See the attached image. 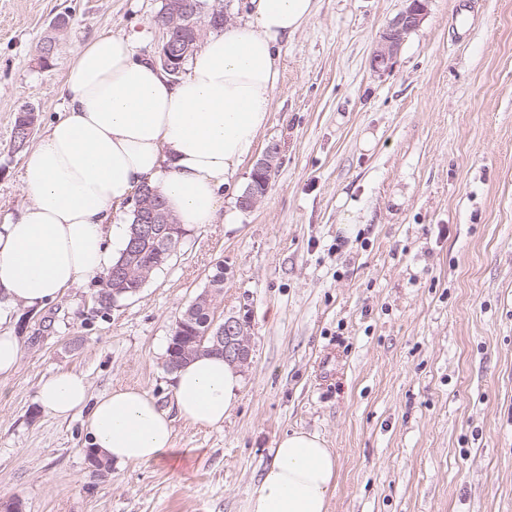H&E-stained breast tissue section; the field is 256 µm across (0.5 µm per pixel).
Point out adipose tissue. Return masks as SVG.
<instances>
[{"label": "adipose tissue", "instance_id": "ef3b65f1", "mask_svg": "<svg viewBox=\"0 0 512 512\" xmlns=\"http://www.w3.org/2000/svg\"><path fill=\"white\" fill-rule=\"evenodd\" d=\"M249 20L215 32L173 79L140 56L142 33L100 35L81 47L64 82L67 102L26 155L29 205L0 218V301L42 308L109 271L126 244L117 208L142 183L182 227L214 223L223 189L269 120L280 47L306 24L315 0H248ZM175 409L127 386L91 396L85 377L60 372L39 387L47 415H85L91 447L111 461L152 464L175 448L174 421L223 427L245 380L222 357L174 370ZM337 459L315 433L279 437L247 499V512H329Z\"/></svg>", "mask_w": 512, "mask_h": 512}]
</instances>
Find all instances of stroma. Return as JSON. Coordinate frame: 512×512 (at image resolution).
<instances>
[{"instance_id":"stroma-1","label":"stroma","mask_w":512,"mask_h":512,"mask_svg":"<svg viewBox=\"0 0 512 512\" xmlns=\"http://www.w3.org/2000/svg\"><path fill=\"white\" fill-rule=\"evenodd\" d=\"M423 3L379 74L369 56L407 0H317L282 45L268 125L216 223L188 229L138 294L102 309L91 284L0 309L23 347L0 378V500L245 512L275 440L303 429L338 459L330 512H512V0ZM160 7L0 0L1 214L29 202L16 112L34 108L39 133L57 120L67 68L97 36L143 30L158 56ZM272 144L269 189L242 209ZM219 270V314L250 324L240 404L219 430L175 420L173 461L93 474L81 416L46 415L39 383L77 371L92 394L134 385L173 410L172 325Z\"/></svg>"}]
</instances>
